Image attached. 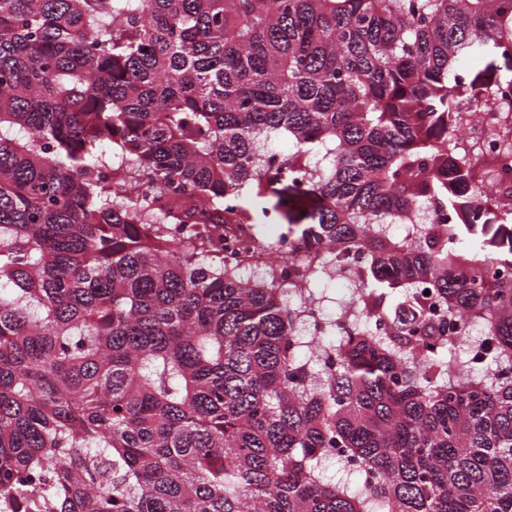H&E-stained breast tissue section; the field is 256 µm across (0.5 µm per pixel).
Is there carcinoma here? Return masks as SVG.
Masks as SVG:
<instances>
[{
    "label": "carcinoma",
    "instance_id": "cac0c4a2",
    "mask_svg": "<svg viewBox=\"0 0 512 512\" xmlns=\"http://www.w3.org/2000/svg\"><path fill=\"white\" fill-rule=\"evenodd\" d=\"M488 110L512 0H0V512H512ZM317 288H324V293L328 296L324 302V313L332 316L336 312L337 302L345 296L349 286L343 281L325 280Z\"/></svg>",
    "mask_w": 512,
    "mask_h": 512
}]
</instances>
